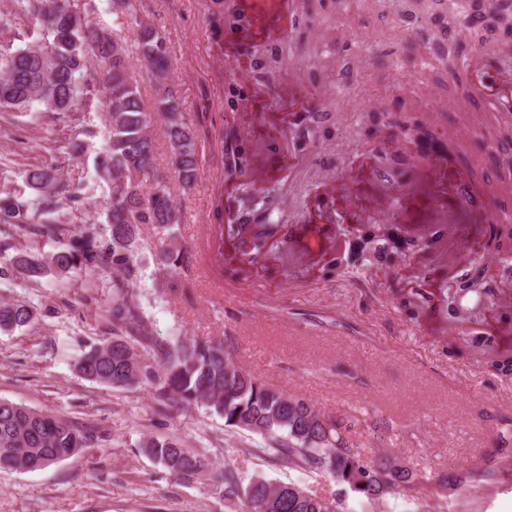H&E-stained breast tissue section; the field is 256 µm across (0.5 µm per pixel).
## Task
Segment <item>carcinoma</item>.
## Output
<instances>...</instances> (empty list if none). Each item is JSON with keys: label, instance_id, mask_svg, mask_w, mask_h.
<instances>
[{"label": "carcinoma", "instance_id": "1", "mask_svg": "<svg viewBox=\"0 0 512 512\" xmlns=\"http://www.w3.org/2000/svg\"><path fill=\"white\" fill-rule=\"evenodd\" d=\"M78 12L64 0H11L0 11V112L34 110L35 118L58 122L71 112L99 109L105 114L104 145L97 157L93 183H70L55 168L24 170L29 194L0 181V249L14 236L30 234L58 248L44 255L30 247L12 257L11 268L27 282L51 276L64 281L74 275L112 277V339L89 346L76 362L85 379L112 387H145L160 409L170 404L199 403L224 419L231 429L266 441L260 452L280 466L321 475L338 489L326 497L295 483H272L256 476L243 483L231 469L213 470L210 461L190 453L176 436H152L144 448L176 478L206 474L231 512H350L346 497L354 493L368 502L389 497L416 501L419 474L386 454L369 453L354 439V420L325 414L305 399L266 384L235 361L221 338L177 336L160 344L147 331L150 317L141 303L142 265L138 259L140 230L152 224L168 234L183 215L169 182L154 168L152 113L164 123L179 188L192 189L199 175L197 137L182 111L169 77L166 38L147 21L134 20L133 36L107 25L73 22ZM492 31L506 44L512 29L509 0L490 11ZM25 22L34 38L21 47L6 34ZM143 64L157 88L148 109L133 74V61ZM224 171L233 177L247 161L243 143L225 136ZM275 189L263 192L236 225L250 254L260 258L267 240L279 231L283 215H274ZM92 214L105 216L106 247L77 225ZM158 278L169 279L183 260L181 251L161 249ZM9 268V269H11ZM0 271V277L9 275ZM493 295L490 288L457 286L449 292L448 314L462 321L477 315ZM33 305L17 298L0 300V331L25 328L34 321ZM488 336L448 339V351L459 344L474 348ZM487 364L501 377L512 376V352L490 354ZM93 438L67 418L0 400V467L31 471L61 463Z\"/></svg>", "mask_w": 512, "mask_h": 512}]
</instances>
